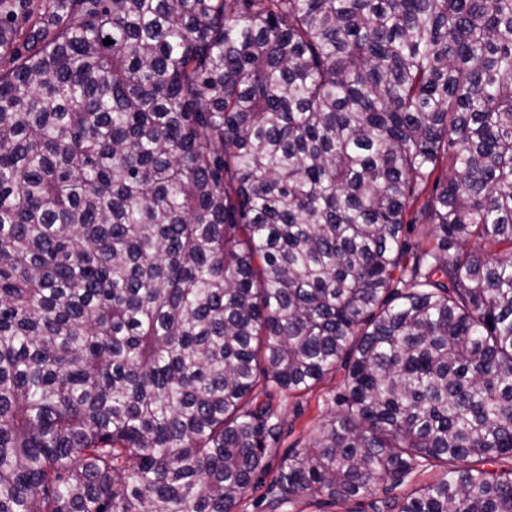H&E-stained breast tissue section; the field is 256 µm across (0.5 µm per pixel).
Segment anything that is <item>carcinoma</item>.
<instances>
[{
    "mask_svg": "<svg viewBox=\"0 0 512 512\" xmlns=\"http://www.w3.org/2000/svg\"><path fill=\"white\" fill-rule=\"evenodd\" d=\"M0 57V512H512V0H0ZM343 372L328 374L303 397L283 398L282 413L286 419V429L277 449L271 452L272 466L275 468L289 448H304L311 430L332 410L333 395L341 389ZM301 409L297 415L296 409ZM365 501L363 505L357 502H349L347 505L331 504L328 498L303 497L299 500L292 512H348V511H366L371 512Z\"/></svg>",
    "mask_w": 512,
    "mask_h": 512,
    "instance_id": "obj_1",
    "label": "carcinoma"
}]
</instances>
